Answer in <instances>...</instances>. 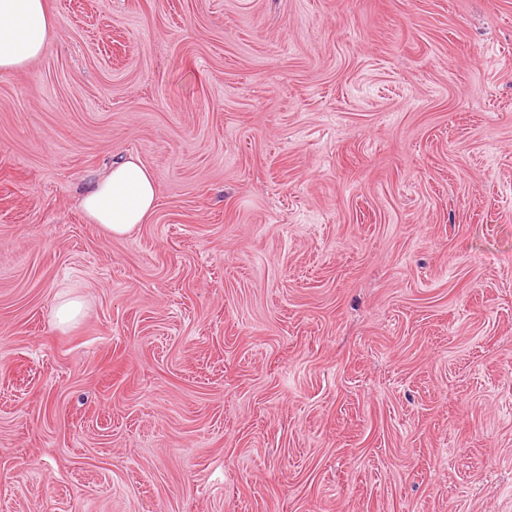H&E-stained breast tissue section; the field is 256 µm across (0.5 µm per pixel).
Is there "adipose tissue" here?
Masks as SVG:
<instances>
[{"label":"adipose tissue","mask_w":512,"mask_h":512,"mask_svg":"<svg viewBox=\"0 0 512 512\" xmlns=\"http://www.w3.org/2000/svg\"><path fill=\"white\" fill-rule=\"evenodd\" d=\"M52 26L46 0H0V72H12L36 60ZM79 205L108 236L127 235L155 209L153 174L133 160L113 165L81 196Z\"/></svg>","instance_id":"obj_1"}]
</instances>
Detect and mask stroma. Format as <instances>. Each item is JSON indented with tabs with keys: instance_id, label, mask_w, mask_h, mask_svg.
<instances>
[{
	"instance_id": "stroma-1",
	"label": "stroma",
	"mask_w": 512,
	"mask_h": 512,
	"mask_svg": "<svg viewBox=\"0 0 512 512\" xmlns=\"http://www.w3.org/2000/svg\"><path fill=\"white\" fill-rule=\"evenodd\" d=\"M47 5L0 73V512H512V0ZM79 205L108 236H125L155 210L153 174L134 160L114 164L81 196Z\"/></svg>"
}]
</instances>
